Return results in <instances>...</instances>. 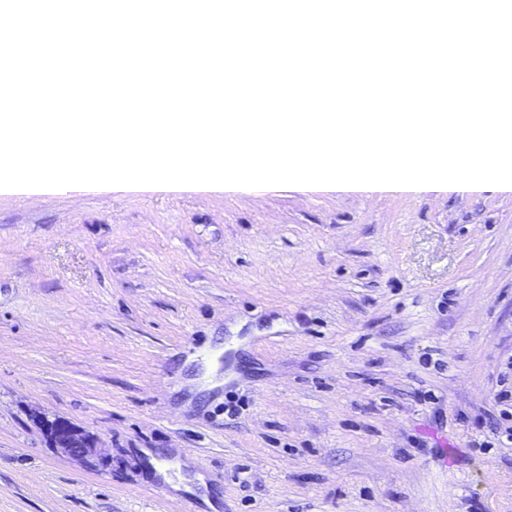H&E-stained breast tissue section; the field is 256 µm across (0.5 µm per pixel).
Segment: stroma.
I'll list each match as a JSON object with an SVG mask.
<instances>
[{
  "mask_svg": "<svg viewBox=\"0 0 512 512\" xmlns=\"http://www.w3.org/2000/svg\"><path fill=\"white\" fill-rule=\"evenodd\" d=\"M508 428L512 189L0 194V512H512ZM35 418L50 440L52 448L83 459L97 455L98 448L95 439L69 420L41 412L35 414Z\"/></svg>",
  "mask_w": 512,
  "mask_h": 512,
  "instance_id": "obj_1",
  "label": "stroma"
}]
</instances>
